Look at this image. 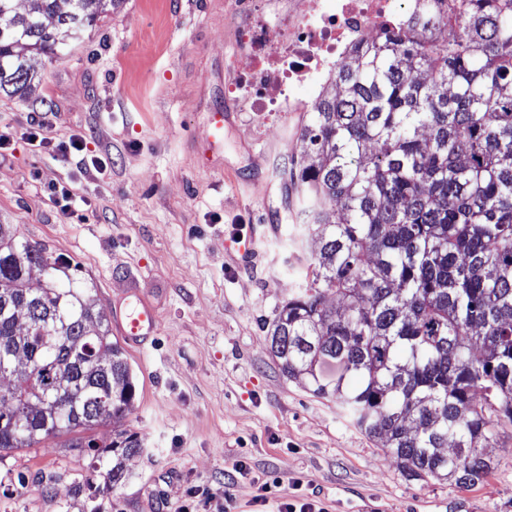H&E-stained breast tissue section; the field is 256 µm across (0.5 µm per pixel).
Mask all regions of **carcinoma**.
<instances>
[{"label":"carcinoma","instance_id":"cac0c4a2","mask_svg":"<svg viewBox=\"0 0 512 512\" xmlns=\"http://www.w3.org/2000/svg\"><path fill=\"white\" fill-rule=\"evenodd\" d=\"M106 1L122 3L41 0L20 15L0 0V94L26 88L25 52L71 46ZM409 25L413 38L386 34L334 74L301 155L279 168L306 272L267 338L282 374L306 376L407 477L469 486L512 425V0L427 2ZM93 290L0 224V453L68 438L104 479L74 494L101 512L142 444L92 434L136 390Z\"/></svg>","mask_w":512,"mask_h":512}]
</instances>
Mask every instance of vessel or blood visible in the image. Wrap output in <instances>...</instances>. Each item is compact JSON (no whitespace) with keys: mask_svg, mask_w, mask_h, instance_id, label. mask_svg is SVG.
I'll return each mask as SVG.
<instances>
[{"mask_svg":"<svg viewBox=\"0 0 512 512\" xmlns=\"http://www.w3.org/2000/svg\"><path fill=\"white\" fill-rule=\"evenodd\" d=\"M114 322L128 343L141 348L157 334L160 316L139 286L131 282L117 302Z\"/></svg>","mask_w":512,"mask_h":512,"instance_id":"vessel-or-blood-1","label":"vessel or blood"}]
</instances>
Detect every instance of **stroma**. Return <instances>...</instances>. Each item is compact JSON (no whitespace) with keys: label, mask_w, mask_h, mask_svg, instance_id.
I'll return each instance as SVG.
<instances>
[{"label":"stroma","mask_w":512,"mask_h":512,"mask_svg":"<svg viewBox=\"0 0 512 512\" xmlns=\"http://www.w3.org/2000/svg\"><path fill=\"white\" fill-rule=\"evenodd\" d=\"M231 8L122 0L63 57H41L31 91L0 96V130L13 136L0 153V224L76 264L102 312L133 276L160 315L153 347L127 352L132 406L97 430L143 443L121 487L102 493L103 512H174L191 489L229 496L232 512H278L298 493L326 512H512L511 425L478 484L409 480L382 441L279 371L264 326L304 270L274 167L299 154L309 115L261 117L231 93ZM218 108L230 118L209 154ZM40 117L48 144L37 149L26 132ZM74 135L105 169L77 171L57 151ZM61 183L77 198L70 216L49 197ZM87 464L55 444L0 456V512H83L72 484Z\"/></svg>","instance_id":"stroma-1"}]
</instances>
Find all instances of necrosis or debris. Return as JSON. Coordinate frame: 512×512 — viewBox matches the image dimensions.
I'll use <instances>...</instances> for the list:
<instances>
[{
	"mask_svg": "<svg viewBox=\"0 0 512 512\" xmlns=\"http://www.w3.org/2000/svg\"><path fill=\"white\" fill-rule=\"evenodd\" d=\"M421 0H236L243 65L233 88L251 112H304L296 84L332 72L354 49L387 32L411 36L407 21Z\"/></svg>",
	"mask_w": 512,
	"mask_h": 512,
	"instance_id": "obj_1",
	"label": "necrosis or debris"
}]
</instances>
